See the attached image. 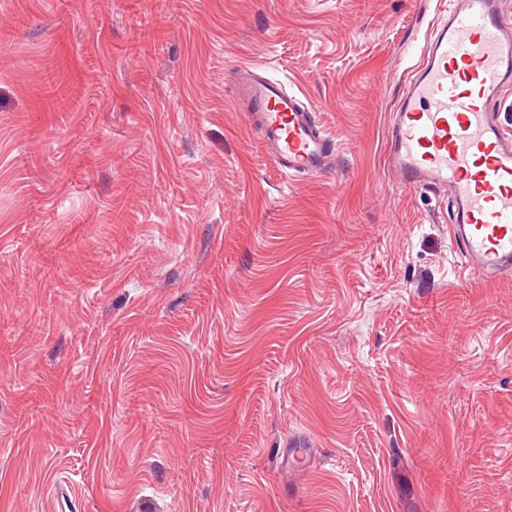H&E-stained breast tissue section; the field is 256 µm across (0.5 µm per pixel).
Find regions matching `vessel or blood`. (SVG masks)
Wrapping results in <instances>:
<instances>
[{
	"label": "vessel or blood",
	"instance_id": "obj_1",
	"mask_svg": "<svg viewBox=\"0 0 512 512\" xmlns=\"http://www.w3.org/2000/svg\"><path fill=\"white\" fill-rule=\"evenodd\" d=\"M252 105L249 123L284 174L329 167L312 112L259 66L229 74ZM512 92V20L500 0H456L433 24L389 128L385 164L403 185L450 193L460 265L485 279L512 276V133L488 110Z\"/></svg>",
	"mask_w": 512,
	"mask_h": 512
}]
</instances>
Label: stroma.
Here are the masks:
<instances>
[{"mask_svg": "<svg viewBox=\"0 0 512 512\" xmlns=\"http://www.w3.org/2000/svg\"><path fill=\"white\" fill-rule=\"evenodd\" d=\"M146 5L0 0V512H512V277L383 165L443 0ZM228 77L235 94L252 104L248 121L261 132L279 172L309 174L330 166L328 138L296 94L286 92L261 66H237Z\"/></svg>", "mask_w": 512, "mask_h": 512, "instance_id": "obj_1", "label": "stroma"}]
</instances>
